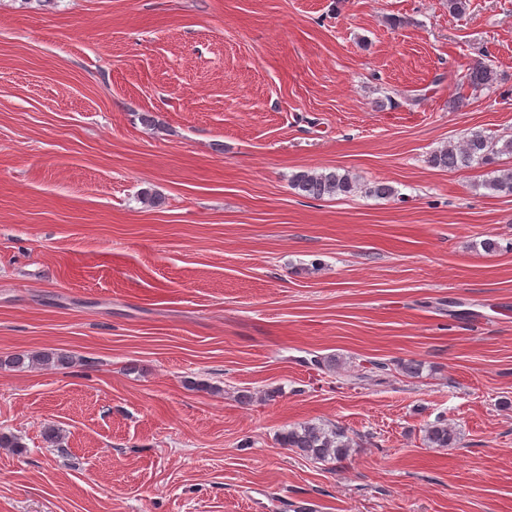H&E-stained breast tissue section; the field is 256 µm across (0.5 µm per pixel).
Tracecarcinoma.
Listing matches in <instances>:
<instances>
[{"mask_svg":"<svg viewBox=\"0 0 512 512\" xmlns=\"http://www.w3.org/2000/svg\"><path fill=\"white\" fill-rule=\"evenodd\" d=\"M465 82L474 91L491 90L498 82V74L490 65L477 62L468 69ZM504 155L512 156V139L495 138L475 131L461 143L435 151L430 163L448 171L491 166L494 176L486 181L485 187L496 193L512 194V166H498L500 157ZM292 186L302 195L313 198L348 196L358 189L355 177L337 171L303 170L293 176ZM74 361L75 357L70 355L39 351L0 357V369H49L70 365ZM426 441L432 448H447L455 444L456 433L447 422L439 419L428 426ZM278 444L282 448H293L314 461L338 463L348 458L352 439L341 426L304 422L280 433Z\"/></svg>","mask_w":512,"mask_h":512,"instance_id":"1","label":"carcinoma"}]
</instances>
